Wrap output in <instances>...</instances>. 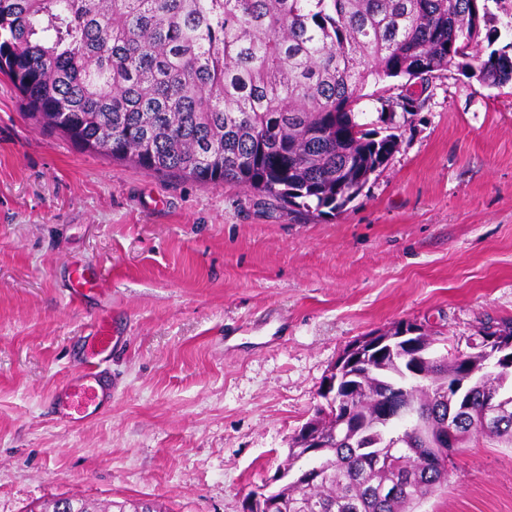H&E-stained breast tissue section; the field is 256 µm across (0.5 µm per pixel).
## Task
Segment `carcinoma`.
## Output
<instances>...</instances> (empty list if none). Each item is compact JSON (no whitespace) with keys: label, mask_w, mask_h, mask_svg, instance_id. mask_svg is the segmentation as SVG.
I'll list each match as a JSON object with an SVG mask.
<instances>
[{"label":"carcinoma","mask_w":512,"mask_h":512,"mask_svg":"<svg viewBox=\"0 0 512 512\" xmlns=\"http://www.w3.org/2000/svg\"><path fill=\"white\" fill-rule=\"evenodd\" d=\"M477 0H0V74L27 115L80 148L202 185L234 182L290 209L333 213L398 149V135L361 128L354 107L369 79H418L447 70L478 43ZM490 87L512 82V56L479 68ZM380 112L414 111L392 85ZM353 397L348 423L371 435L383 401L430 411L410 442L413 462L365 467L328 437L324 474L281 491L288 512H414L447 485L456 449L424 446L448 406L443 373L482 366L459 350L432 365L427 386L395 392L398 369ZM512 374L502 364L480 399Z\"/></svg>","instance_id":"1"}]
</instances>
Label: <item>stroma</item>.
<instances>
[{
	"label": "stroma",
	"mask_w": 512,
	"mask_h": 512,
	"mask_svg": "<svg viewBox=\"0 0 512 512\" xmlns=\"http://www.w3.org/2000/svg\"><path fill=\"white\" fill-rule=\"evenodd\" d=\"M485 6L483 52L512 48V0ZM472 56L412 84L418 111L358 120L399 148L333 216L81 150L29 119L0 77V512L60 497L244 512L361 336L409 320L469 336L512 319V84ZM108 281L73 302L80 265ZM112 403L78 425L52 397L101 324ZM420 512H512V448L471 442Z\"/></svg>",
	"instance_id": "35a3bbf8"
}]
</instances>
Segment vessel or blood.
Instances as JSON below:
<instances>
[{"label": "vessel or blood", "mask_w": 512, "mask_h": 512, "mask_svg": "<svg viewBox=\"0 0 512 512\" xmlns=\"http://www.w3.org/2000/svg\"><path fill=\"white\" fill-rule=\"evenodd\" d=\"M106 278L101 271L85 268L74 269L71 276L72 297L82 300L92 289L103 287ZM111 398L107 379L93 362L80 375L71 377L54 394L55 409L60 420L82 422L90 419V407L106 406Z\"/></svg>", "instance_id": "obj_1"}]
</instances>
